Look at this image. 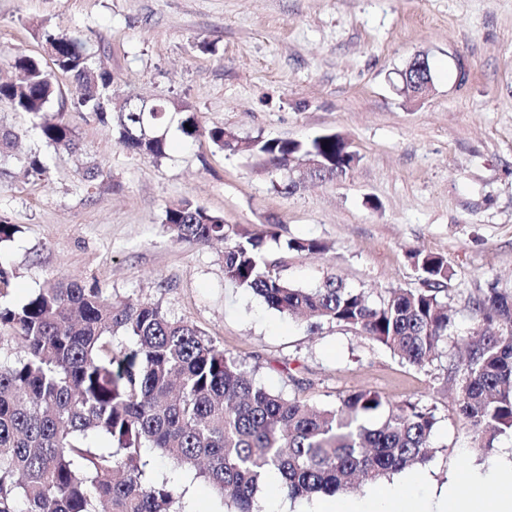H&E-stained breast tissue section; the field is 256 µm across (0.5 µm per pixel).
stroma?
Listing matches in <instances>:
<instances>
[{"instance_id":"35a3bbf8","label":"stroma","mask_w":512,"mask_h":512,"mask_svg":"<svg viewBox=\"0 0 512 512\" xmlns=\"http://www.w3.org/2000/svg\"><path fill=\"white\" fill-rule=\"evenodd\" d=\"M75 32L112 73V94L186 102L203 135L174 139L153 161L73 105L66 117L103 176L82 178L83 158L42 143L31 118L0 103V124L36 151L42 179L0 188V215L17 224L4 246L11 302L54 281L95 285L125 302L151 301L200 328L253 368L266 389L315 406L359 389L434 407L435 453L394 474L405 495L435 502L470 490L467 473L512 459V435L476 447L458 414L464 369L454 341L417 369L345 327L288 318L224 278V246L177 244L168 207L192 201L262 238L269 261L300 288L337 275L379 302L423 282L408 257H445L441 294L455 337L482 322L477 295H512V0H0V58L43 54L40 27ZM427 56L433 85L420 98L401 72ZM242 138L343 136L358 156L340 179L306 178L267 159L229 155L206 130ZM316 239L325 252L287 247ZM148 477L175 488L183 512H234L193 469L152 458Z\"/></svg>"}]
</instances>
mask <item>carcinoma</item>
Masks as SVG:
<instances>
[{
	"instance_id": "carcinoma-1",
	"label": "carcinoma",
	"mask_w": 512,
	"mask_h": 512,
	"mask_svg": "<svg viewBox=\"0 0 512 512\" xmlns=\"http://www.w3.org/2000/svg\"><path fill=\"white\" fill-rule=\"evenodd\" d=\"M42 40L54 50L52 64L37 55L12 57L8 66L21 78L0 80V101L28 114L47 146L81 150L65 118L61 75L72 81L74 105L136 154L167 156L169 141L159 129L169 113L183 115L185 138L199 135L195 113L182 102L127 97L114 104L112 73L94 64L80 38L45 29ZM55 105V117L45 118ZM207 136L224 152L264 157L277 168L314 152L323 163L315 170L319 180L351 169L345 139L336 133L226 143L224 127L215 125ZM17 138L0 126V180L18 161ZM23 166L33 178L46 173L37 152ZM164 224L178 243L224 242V278L290 318L349 328L418 369L448 341L449 316L439 293L449 272L439 255L411 252L425 288H390L372 303L334 276L312 289L292 285L275 271L258 237L189 200L169 208ZM287 248L317 252L324 245L291 239ZM6 296L0 291V347L17 342L24 354L0 361V512H177L174 490L146 480L144 448L156 449L174 467L198 470L235 512H259L256 496L271 473L289 499L334 496L355 481L375 483L433 456L432 408L370 390L321 408L273 393L224 345L157 303L114 302L100 288L62 281L18 305L1 302ZM473 308L485 328L461 337L467 368L457 402L467 433L488 452L498 436L512 434V297L492 289L475 298ZM118 330L133 339V348L115 349ZM99 436L108 447L94 446Z\"/></svg>"
}]
</instances>
